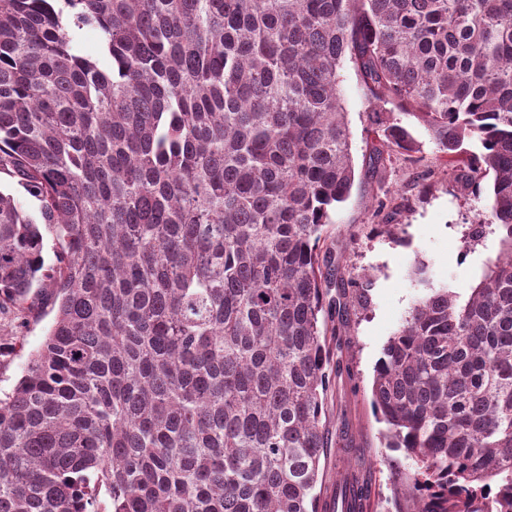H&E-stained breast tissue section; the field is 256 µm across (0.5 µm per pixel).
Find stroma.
I'll list each match as a JSON object with an SVG mask.
<instances>
[{
    "label": "stroma",
    "instance_id": "stroma-1",
    "mask_svg": "<svg viewBox=\"0 0 512 512\" xmlns=\"http://www.w3.org/2000/svg\"><path fill=\"white\" fill-rule=\"evenodd\" d=\"M340 89L351 132L356 178L348 199L332 212L321 251L337 269L330 291L342 319L327 322L324 420L329 443L321 457V497L332 495L346 467L359 470L371 488L368 512H412L402 482L410 462L403 450L386 447L385 423L372 407L375 368L389 337L399 328L425 285L445 286L468 297L500 250L492 224V177L471 185L448 169L423 127L404 107L370 99L352 61H344ZM386 112L422 144L421 159L396 156L371 169L376 142L368 136L371 112ZM484 227L482 237L470 227ZM426 283L410 280L415 265ZM55 312L50 289L38 297L37 313L0 312V397L10 394L41 347Z\"/></svg>",
    "mask_w": 512,
    "mask_h": 512
}]
</instances>
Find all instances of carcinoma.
I'll list each match as a JSON object with an SVG mask.
<instances>
[{"label": "carcinoma", "mask_w": 512, "mask_h": 512, "mask_svg": "<svg viewBox=\"0 0 512 512\" xmlns=\"http://www.w3.org/2000/svg\"><path fill=\"white\" fill-rule=\"evenodd\" d=\"M348 53L446 165L493 173L499 253L466 300L416 301L372 405L417 512H512V0H0V174L37 202L0 191V309L56 307L0 398V512H318ZM371 133L377 168L421 152ZM77 44L81 54L98 59L100 63L107 65V60L102 55V41L97 29L83 28L77 35Z\"/></svg>", "instance_id": "obj_1"}]
</instances>
